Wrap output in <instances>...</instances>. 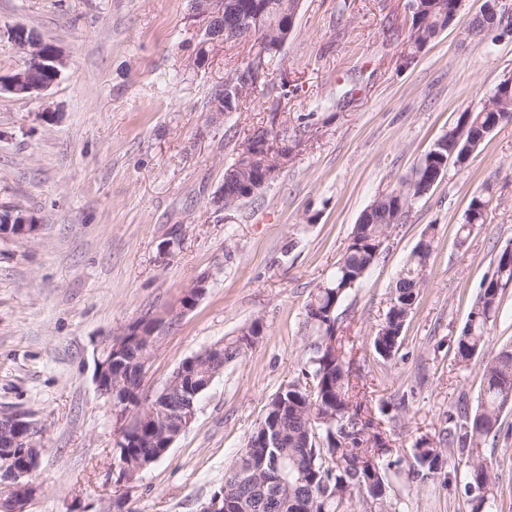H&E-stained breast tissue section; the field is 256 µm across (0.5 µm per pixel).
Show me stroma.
I'll return each mask as SVG.
<instances>
[{
  "label": "stroma",
  "instance_id": "obj_1",
  "mask_svg": "<svg viewBox=\"0 0 512 512\" xmlns=\"http://www.w3.org/2000/svg\"><path fill=\"white\" fill-rule=\"evenodd\" d=\"M483 0L402 65L407 0H301L269 70L272 92L213 120V96L250 46L210 44L189 0H0V75L22 67L8 37L22 25L66 66L39 98L0 93V210L32 214L36 232L0 234V409L29 413L40 449L28 512H202L245 448L272 394L300 374L305 305L334 272L362 211L395 190L462 112L512 79V35L467 36ZM206 49L204 65L195 62ZM283 132L287 167L256 196L219 212L212 198L248 129ZM488 199L466 243L473 197ZM433 235L427 284L404 329L403 357L371 336L396 277ZM512 246V121L394 225L379 261L338 308L357 355L351 380L394 455L433 436L458 396L476 407L478 363L454 340L484 278ZM156 322L138 393L148 404L188 357L259 322L168 453L136 480L118 477L126 420L94 381L105 340ZM490 454L512 512V410ZM465 469L452 484L395 483L402 512H470ZM123 502L116 510L115 502Z\"/></svg>",
  "mask_w": 512,
  "mask_h": 512
}]
</instances>
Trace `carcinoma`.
Masks as SVG:
<instances>
[{"label": "carcinoma", "instance_id": "1", "mask_svg": "<svg viewBox=\"0 0 512 512\" xmlns=\"http://www.w3.org/2000/svg\"><path fill=\"white\" fill-rule=\"evenodd\" d=\"M246 8L261 13L260 29L280 31L297 0H244ZM422 16L411 23L405 63L448 27V0H421ZM265 53L267 64L278 56V37L255 39L251 45ZM512 119V99L498 107L462 113L458 123H468L467 137L479 140L500 123ZM456 149L455 131L440 137L424 155L412 175L393 192L375 199L354 224L346 250L334 275L311 295L305 306L310 332L301 378L273 394L262 420L253 428L246 448L224 472V485L214 495L233 504L231 512H399L390 497L393 481L421 484L439 475L448 483L459 466L467 471L464 493L471 512H483L494 499L496 473L483 446L498 441L501 415L512 410V345L501 348L480 365L482 388L476 409L461 404L448 411L435 439H418L412 459L387 454L383 439L370 433L371 422L359 418L362 402L350 382L353 348L338 341L337 310L349 292L359 286L383 252L389 229L405 221L410 206L430 191L429 176L438 171ZM488 201L471 200L459 227L465 242L475 224L484 223ZM432 238L415 247L392 288L384 320L371 338L375 352L391 360L402 346L407 318L415 309L426 283ZM512 282V251L504 249L471 308L468 321L454 340L456 356L467 363L489 340L491 321L499 309L500 292ZM255 321L224 342V363L246 353L261 337ZM139 405L138 394L126 384L112 389V407L123 413ZM142 437L132 434L117 440L119 461L128 469L119 474L134 480L166 455V439L154 438L149 407L137 410ZM269 437L266 448L253 441Z\"/></svg>", "mask_w": 512, "mask_h": 512}]
</instances>
